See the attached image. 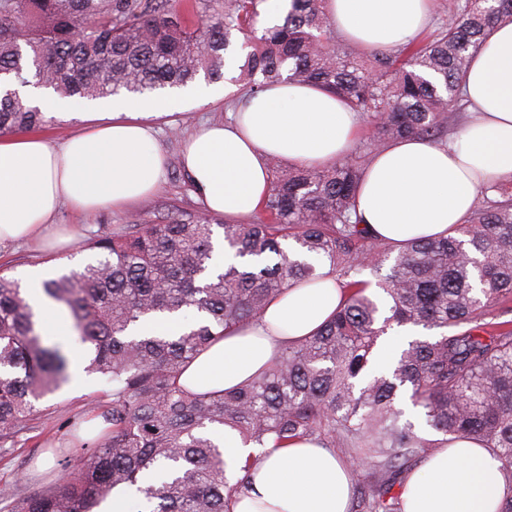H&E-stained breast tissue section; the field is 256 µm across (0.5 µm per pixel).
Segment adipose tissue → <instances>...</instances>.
<instances>
[{"label":"adipose tissue","mask_w":512,"mask_h":512,"mask_svg":"<svg viewBox=\"0 0 512 512\" xmlns=\"http://www.w3.org/2000/svg\"><path fill=\"white\" fill-rule=\"evenodd\" d=\"M432 0H329L337 34L365 50H390L427 28ZM464 91L473 114L443 144L400 139L379 149L356 195L371 233L392 247L448 235L465 223L479 186L512 178V20L496 24L472 58ZM168 102H104L95 126L61 146L36 135L0 140V244L46 235L61 202L79 212L121 208L157 191L165 156L151 118ZM361 125L357 112L322 88L282 83L242 99L231 122L199 128L183 145V163L207 208L226 220L256 215L269 188V158L322 166L345 156ZM344 293L332 274L294 284L264 314L201 354L177 382L204 393L238 387L290 343L315 334ZM252 446L224 434L232 476H247L231 512H347L352 468L308 441L269 449L248 465ZM512 481L481 445L461 439L426 456L405 481L403 512H499Z\"/></svg>","instance_id":"1"}]
</instances>
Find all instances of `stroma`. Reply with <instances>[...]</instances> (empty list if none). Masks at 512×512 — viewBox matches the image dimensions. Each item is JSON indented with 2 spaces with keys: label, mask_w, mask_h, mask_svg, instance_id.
I'll list each match as a JSON object with an SVG mask.
<instances>
[{
  "label": "stroma",
  "mask_w": 512,
  "mask_h": 512,
  "mask_svg": "<svg viewBox=\"0 0 512 512\" xmlns=\"http://www.w3.org/2000/svg\"><path fill=\"white\" fill-rule=\"evenodd\" d=\"M228 109L223 98L173 105L169 115L155 121V141L166 156L165 173L156 194L119 211L104 209L79 214L62 206L54 222L61 229L75 226L74 240L52 249L22 242L0 245V273L16 278L47 270H78L94 256L88 244L95 234L119 232L129 224L161 222L175 210L202 207L203 202L181 163L182 140L200 124L228 121ZM104 388V383L93 374L83 385H66L39 402L34 428L18 433L13 448L0 452V499L34 487L38 478L54 480L65 472L68 459L60 450L67 445V430L62 421L68 416L87 415Z\"/></svg>",
  "instance_id": "1"
}]
</instances>
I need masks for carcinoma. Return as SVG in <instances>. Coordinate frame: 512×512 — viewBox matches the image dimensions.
Returning a JSON list of instances; mask_svg holds the SVG:
<instances>
[{
    "instance_id": "cac0c4a2",
    "label": "carcinoma",
    "mask_w": 512,
    "mask_h": 512,
    "mask_svg": "<svg viewBox=\"0 0 512 512\" xmlns=\"http://www.w3.org/2000/svg\"><path fill=\"white\" fill-rule=\"evenodd\" d=\"M327 0H291L283 23L253 45L246 94L284 80L320 85L367 119V140L323 167L269 159L271 188L251 221L203 208L129 224L91 241L100 255L44 282L59 309L40 315L31 290L0 273V443L36 419L35 402L84 371L112 389L93 407L109 424L94 445L68 422L77 464L49 486L13 497L10 512H100L115 492L135 512H230L231 481L213 434L230 428L264 452L305 440L345 448L364 483L360 512H402L391 488L432 443L400 422L398 395L444 436L480 442L512 481V328L486 321L512 301V179L483 184L456 234L395 250L356 213L364 169L386 143L434 142L465 108L471 58L512 0H441L427 39L360 57L336 40ZM262 0H0V80L50 87L60 98H106L223 78L234 33L253 29ZM47 123L21 94L0 92V131ZM234 261L217 275L214 237ZM293 241V251L288 241ZM393 258L371 284L350 278L368 257ZM336 275L348 298L315 335L289 344L241 386L212 395L177 385L215 339L258 318L292 283ZM438 335L408 342L392 373L373 370L391 326Z\"/></svg>"
}]
</instances>
